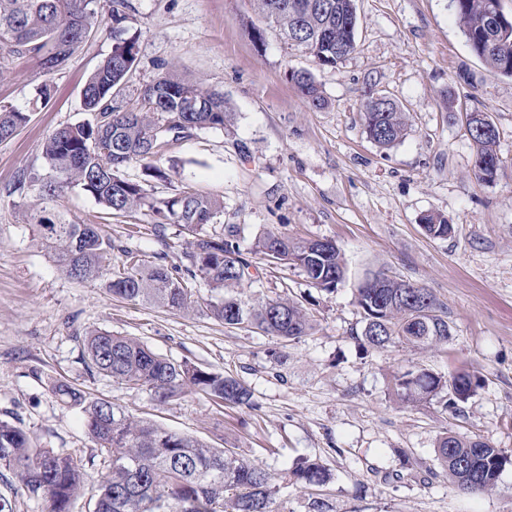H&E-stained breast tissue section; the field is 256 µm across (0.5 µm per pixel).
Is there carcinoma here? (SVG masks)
Returning <instances> with one entry per match:
<instances>
[{"label": "carcinoma", "instance_id": "carcinoma-1", "mask_svg": "<svg viewBox=\"0 0 512 512\" xmlns=\"http://www.w3.org/2000/svg\"><path fill=\"white\" fill-rule=\"evenodd\" d=\"M99 0H0V61L3 53L37 55L43 70L61 69L94 32L103 26ZM257 15L278 29L283 39L299 30L301 45L321 67H334L356 46L358 17L354 0H253ZM490 0H456L455 17L472 51L493 70L512 77V35L500 40L502 29L512 30V18H496ZM124 0H112V28L120 33L112 53L94 70L83 88L84 110L92 120L55 130L43 146L49 177L39 179V197L52 200L77 187L92 197L108 217H130L144 207L161 224H177L185 237V269L141 259L132 268L112 269V239L97 224H36L45 248L62 272L83 282H105L119 298L161 305L188 313L201 307L229 327L246 324L284 341L299 339L312 328L304 307L288 298L259 299L248 306L237 296L253 262L237 244L241 228L225 226L222 234H208L207 224L224 218V201L186 188L177 195L156 199L143 185L123 176V169L150 160L159 152L152 142L194 130L231 125L232 112L224 94L167 71L145 85L133 107L119 103L139 54V36L125 25ZM301 95L314 107L324 103L313 75L290 73ZM362 120L367 137L380 147L400 142L408 118L397 104L374 110L366 101ZM29 121V113L0 105V140L12 138ZM476 149L475 176L483 184L494 181L499 156L498 129L467 128ZM434 238L451 232L438 213L422 217ZM254 253L277 264L300 268L313 287L333 292L346 277L341 249L332 242L297 239L285 233L256 238ZM205 279L216 296L204 303L194 299L186 276ZM356 303L362 330L358 340L371 348L407 345L446 346L452 339L448 316L425 287L381 272L357 288ZM89 374L112 377L120 384L150 392L160 403L186 389L207 394L215 402L253 406L252 393L237 379L177 363L155 353L139 339L102 329L84 337ZM478 377L466 369L443 376L413 366L393 379V392L410 406L442 396L445 406L470 398ZM60 400L82 415L88 434L106 454V471L92 485L93 512H274L271 474L263 467L223 448L136 419L117 404L88 396L65 382L53 386ZM438 459L448 477L462 491L493 489L512 453L487 441L446 433L437 440ZM12 471L21 488L41 498L47 512H70L84 489L86 473L80 461L52 448H34L19 426L0 420V468ZM289 477L306 486H324L332 474L321 464L300 459Z\"/></svg>", "mask_w": 512, "mask_h": 512}]
</instances>
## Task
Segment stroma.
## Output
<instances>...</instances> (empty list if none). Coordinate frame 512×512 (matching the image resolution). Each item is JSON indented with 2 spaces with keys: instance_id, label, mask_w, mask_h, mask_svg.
I'll use <instances>...</instances> for the list:
<instances>
[{
  "instance_id": "35a3bbf8",
  "label": "stroma",
  "mask_w": 512,
  "mask_h": 512,
  "mask_svg": "<svg viewBox=\"0 0 512 512\" xmlns=\"http://www.w3.org/2000/svg\"><path fill=\"white\" fill-rule=\"evenodd\" d=\"M139 55L124 95L134 105L169 64L179 75L223 92L230 131L206 129L170 143L156 166L169 180L130 164L126 178L150 196L187 187L224 200V221L242 228L238 243L282 232L329 239L343 251L347 279L335 292L313 288L300 269L257 260L239 290L248 303L287 296L314 316L307 336L281 346L272 336L230 329L205 313L183 314L113 297L102 283L68 278L33 225L63 211L77 224H104L112 263L125 251L183 267L178 225H158L149 209L105 221L94 199L73 188L45 213L23 174L44 170L42 145L54 130L90 120L82 89L112 52L111 24L66 65L44 75L37 57H13L0 77V104L30 120L0 142V419L20 426L33 447L77 458L89 476L103 458L79 411L52 385L67 381L111 400L130 415L229 448L262 465L277 486V512H308L311 489L287 480L296 458L318 460L333 475L321 494L333 512H512V467L484 493L460 491L436 454L439 436L456 433L512 451V77L472 53L448 0H355L356 49L320 67L285 44L274 28L257 42L252 0H127ZM313 74L325 104L312 108L290 81ZM45 106L32 108L41 83ZM389 95L408 114L405 138L380 147L361 120L369 94ZM486 112L499 131L493 183L474 176L466 115ZM435 211L451 235H427L420 218ZM379 270L416 282L448 312L453 339L432 352L359 345L356 288ZM139 338L155 352L243 382L253 407L215 404L187 390L160 403L84 363L86 331ZM422 364L451 375L474 371L480 386L457 409L435 398L413 406L391 390L395 373Z\"/></svg>"
}]
</instances>
